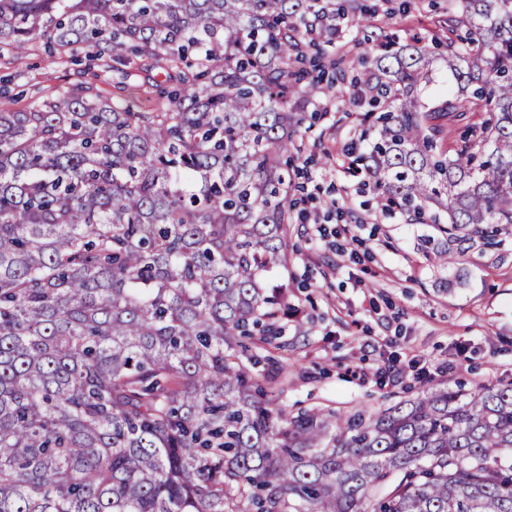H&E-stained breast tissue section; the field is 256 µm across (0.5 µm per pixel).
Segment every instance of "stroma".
Here are the masks:
<instances>
[{"mask_svg": "<svg viewBox=\"0 0 512 512\" xmlns=\"http://www.w3.org/2000/svg\"><path fill=\"white\" fill-rule=\"evenodd\" d=\"M360 2L365 25L337 21L342 68L367 79L357 59L360 40L373 57L423 47L434 59L423 100L433 106L456 91L445 64L448 33L440 27L448 0ZM79 78L138 111L165 102L171 88L163 71L148 74L133 62L105 66L82 51L54 59L40 47L11 63L0 60V85L17 109ZM319 105L296 140L288 263L268 278L287 288L303 314L282 319L274 343L249 348L253 373L281 369L277 389L266 393L271 407L377 410L436 384L512 381V235L494 247L478 238L452 242L430 221L383 207L368 178L351 170L350 152L367 148L358 88L343 85ZM307 213L318 223L304 222ZM446 250L456 259L439 264L436 256Z\"/></svg>", "mask_w": 512, "mask_h": 512, "instance_id": "obj_1", "label": "stroma"}]
</instances>
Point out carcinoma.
<instances>
[{"label": "carcinoma", "instance_id": "carcinoma-1", "mask_svg": "<svg viewBox=\"0 0 512 512\" xmlns=\"http://www.w3.org/2000/svg\"><path fill=\"white\" fill-rule=\"evenodd\" d=\"M357 0H0V58L132 53L180 85L136 112L79 81L0 101V512H512V383L369 412H275L243 339L280 334L292 150L346 71ZM448 68L488 118L436 152L431 61L374 63L380 201L512 235V0H448Z\"/></svg>", "mask_w": 512, "mask_h": 512}]
</instances>
